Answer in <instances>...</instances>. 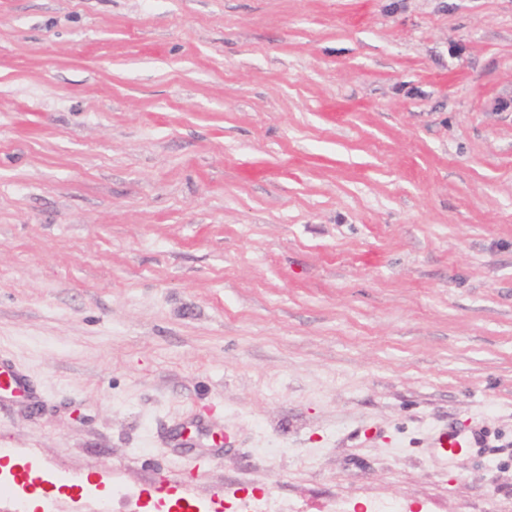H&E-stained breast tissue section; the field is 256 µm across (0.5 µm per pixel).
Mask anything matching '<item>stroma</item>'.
Here are the masks:
<instances>
[{
  "instance_id": "35a3bbf8",
  "label": "stroma",
  "mask_w": 512,
  "mask_h": 512,
  "mask_svg": "<svg viewBox=\"0 0 512 512\" xmlns=\"http://www.w3.org/2000/svg\"><path fill=\"white\" fill-rule=\"evenodd\" d=\"M0 359V512H512V0H0Z\"/></svg>"
}]
</instances>
